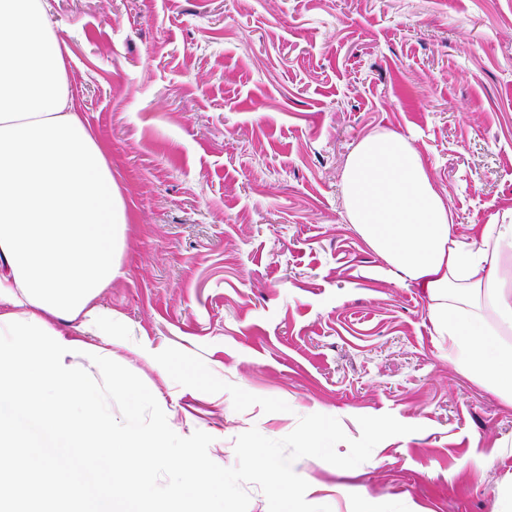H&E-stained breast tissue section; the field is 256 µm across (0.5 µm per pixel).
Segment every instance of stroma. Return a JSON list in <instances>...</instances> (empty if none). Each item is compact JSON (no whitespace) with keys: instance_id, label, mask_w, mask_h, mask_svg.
<instances>
[{"instance_id":"1","label":"stroma","mask_w":512,"mask_h":512,"mask_svg":"<svg viewBox=\"0 0 512 512\" xmlns=\"http://www.w3.org/2000/svg\"><path fill=\"white\" fill-rule=\"evenodd\" d=\"M76 105L131 221L100 300L112 358L179 436L393 415L342 469L293 464L332 512L512 503V408L443 356L418 289L344 218L372 131L409 134L460 234L512 208V0H45ZM349 487L347 496L335 486Z\"/></svg>"}]
</instances>
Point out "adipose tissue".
<instances>
[{"label": "adipose tissue", "mask_w": 512, "mask_h": 512, "mask_svg": "<svg viewBox=\"0 0 512 512\" xmlns=\"http://www.w3.org/2000/svg\"><path fill=\"white\" fill-rule=\"evenodd\" d=\"M44 13L45 0H0V316L64 318L105 349L99 298L120 274L128 214ZM341 185L348 223L419 289L449 362L512 408V208L459 237L412 139L393 131L359 140Z\"/></svg>", "instance_id": "adipose-tissue-1"}]
</instances>
